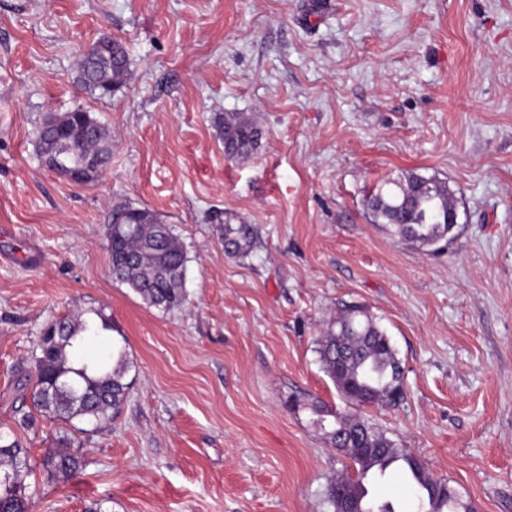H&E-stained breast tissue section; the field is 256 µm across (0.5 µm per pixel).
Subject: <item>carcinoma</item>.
I'll return each instance as SVG.
<instances>
[{
	"instance_id": "cac0c4a2",
	"label": "carcinoma",
	"mask_w": 512,
	"mask_h": 512,
	"mask_svg": "<svg viewBox=\"0 0 512 512\" xmlns=\"http://www.w3.org/2000/svg\"><path fill=\"white\" fill-rule=\"evenodd\" d=\"M129 79L127 50L109 36L100 38L85 54L75 76L85 93L98 98L120 91ZM217 125L230 157L249 154L261 137L258 127L237 115L220 116ZM34 136L44 164L64 177L71 175L88 183L112 160L105 126L81 107L46 113ZM366 207L373 222L393 227L422 249L436 247L448 229V190L433 178L411 173L403 182H392L390 189H378ZM105 237L112 280L131 288L152 307L170 310L182 304L188 258L169 225L146 208L122 204L112 209ZM223 241L226 256L244 258L253 249V228L241 219L226 218ZM95 315L100 320L98 327L79 313L54 319L42 330L33 355L35 382L29 395L33 408L49 419L102 426L126 400L130 363L125 348L113 345L110 363L81 358L88 338L112 329L111 319L103 312ZM318 354L347 403L356 407L396 405L393 397L404 388L403 368L372 317L354 313L336 320L318 343ZM310 409L329 442L352 462L353 473L327 486L326 500L332 512H339L342 497L356 500L360 512H396L392 501L371 496L369 484L398 462L417 487L422 512H472L447 481L427 474L417 458L369 421L330 412L315 403ZM42 465L53 476L67 477L81 467V460L57 448L44 456ZM32 471L29 449L16 439L0 443V512H28L25 479Z\"/></svg>"
}]
</instances>
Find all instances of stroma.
<instances>
[{"label": "stroma", "instance_id": "stroma-1", "mask_svg": "<svg viewBox=\"0 0 512 512\" xmlns=\"http://www.w3.org/2000/svg\"><path fill=\"white\" fill-rule=\"evenodd\" d=\"M104 36L130 80L94 99L73 79ZM78 106L112 143L84 186L33 137ZM220 113L259 127L250 154L227 157ZM411 173L457 208L434 252L364 204ZM119 204L183 242L181 306L113 282ZM228 216L254 227L247 257L224 254ZM95 309L94 351L127 340L122 410L19 428L43 326ZM355 309L404 369L401 404L363 415L474 512H512V0H0V436L37 464L29 512H331L349 460L308 405L354 411L317 348ZM64 437L83 464L56 477L40 463ZM372 492L416 512L400 467Z\"/></svg>", "mask_w": 512, "mask_h": 512}]
</instances>
